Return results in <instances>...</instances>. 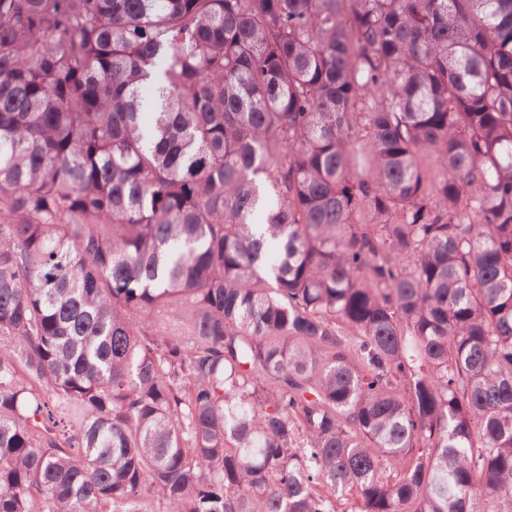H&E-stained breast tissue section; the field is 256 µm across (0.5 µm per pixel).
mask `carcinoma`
I'll return each mask as SVG.
<instances>
[{
  "label": "carcinoma",
  "instance_id": "obj_1",
  "mask_svg": "<svg viewBox=\"0 0 512 512\" xmlns=\"http://www.w3.org/2000/svg\"><path fill=\"white\" fill-rule=\"evenodd\" d=\"M0 512H512V0H0Z\"/></svg>",
  "mask_w": 512,
  "mask_h": 512
}]
</instances>
